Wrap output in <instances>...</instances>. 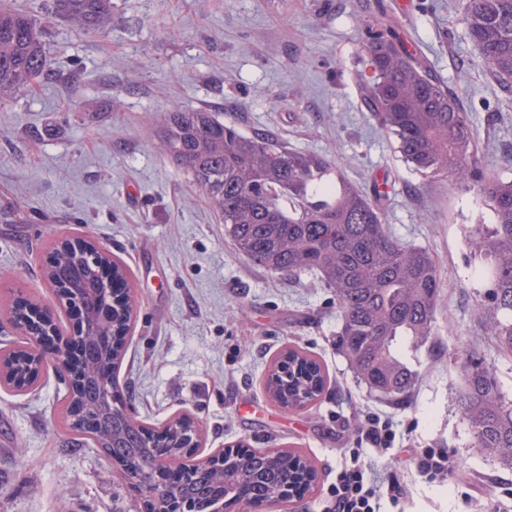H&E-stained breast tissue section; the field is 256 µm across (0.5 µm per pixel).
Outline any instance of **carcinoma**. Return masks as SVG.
Returning <instances> with one entry per match:
<instances>
[{"instance_id": "1", "label": "carcinoma", "mask_w": 512, "mask_h": 512, "mask_svg": "<svg viewBox=\"0 0 512 512\" xmlns=\"http://www.w3.org/2000/svg\"><path fill=\"white\" fill-rule=\"evenodd\" d=\"M50 14L86 34L98 33L112 17V0H49ZM463 22L478 46L492 80L512 87V0H463ZM362 51L371 73L361 83L366 111L391 133L403 161L421 173H443L456 184L476 185L493 213L491 224H476L469 245L488 272L479 306L490 318L488 335L512 351V178L483 173L470 112L461 97L427 70L386 26L364 32ZM50 75L45 25L36 16L0 9V101ZM163 152L191 175L224 223L237 249L267 271L318 276L336 295L339 345L358 378L382 398L400 400L418 373L398 354L401 339L418 346L434 335L442 283L437 263L422 248L404 243L384 222L380 208L344 177L338 159L282 147L266 133L248 134L207 110L173 102L156 125ZM51 283L84 297L97 288L106 298L103 273L76 253L55 249ZM19 339L29 344L34 323L23 307L11 311ZM88 360L82 396L94 415L103 390L96 375L116 367L121 355L96 336L84 337ZM25 350L4 355L7 386L30 372L21 365ZM459 398L472 447L512 469V401L501 393L493 371L469 358L462 367ZM319 364L301 351L281 356L268 382L279 404L306 405L323 390ZM72 428L93 434L102 448L126 466L143 491L165 454L181 476L165 486L151 512H168L171 502L188 501L207 512L219 498L242 496L252 505L278 504L313 473L295 451L245 448L224 467L182 464L183 437L168 426L165 443L145 438L146 427L125 409L112 408V426Z\"/></svg>"}]
</instances>
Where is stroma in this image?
Instances as JSON below:
<instances>
[{"label": "stroma", "instance_id": "35a3bbf8", "mask_svg": "<svg viewBox=\"0 0 512 512\" xmlns=\"http://www.w3.org/2000/svg\"><path fill=\"white\" fill-rule=\"evenodd\" d=\"M388 22L463 98L486 172L512 178V93L487 78L462 0H112V23L96 35L52 20L51 76L0 104V349L16 338V303L45 307L72 334L43 270L55 241L85 238L124 263L136 298L116 390L149 427L190 420L194 458L239 442L298 451L317 480L287 512H317L373 408L394 418L397 440L365 456L408 475L405 512H512V470L472 448L458 406L472 350L512 400V353L482 335L481 261L468 245L471 226L492 214L475 188L409 167L362 107L361 33ZM174 101L294 150L337 155L350 183L382 192L391 232L433 255L443 284L435 334L422 347L402 342L418 381L401 402L355 377L336 343L333 293L315 275L291 279L240 254L164 154L146 115ZM288 347L328 376L301 409L266 392ZM65 394L52 370L26 392L0 386V512H143L122 466L92 441L74 443ZM427 445L453 456L444 484L409 474L410 449Z\"/></svg>", "mask_w": 512, "mask_h": 512}]
</instances>
